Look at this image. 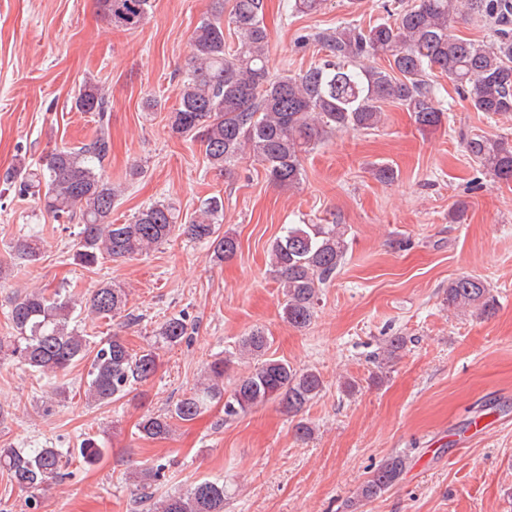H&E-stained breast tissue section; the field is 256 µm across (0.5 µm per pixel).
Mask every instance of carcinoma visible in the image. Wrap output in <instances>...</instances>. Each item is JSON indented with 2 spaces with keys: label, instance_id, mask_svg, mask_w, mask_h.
Returning a JSON list of instances; mask_svg holds the SVG:
<instances>
[{
  "label": "carcinoma",
  "instance_id": "carcinoma-1",
  "mask_svg": "<svg viewBox=\"0 0 512 512\" xmlns=\"http://www.w3.org/2000/svg\"><path fill=\"white\" fill-rule=\"evenodd\" d=\"M326 0H288L293 14L312 15ZM98 13L122 31L145 24L151 0H95ZM388 18L363 28L347 22L305 37L325 52L309 68L291 75L269 69V34L263 0H234L224 14L221 0L195 28L193 56L177 87L178 105L168 113L169 131L199 142L210 166L227 176L247 155L262 166L280 188L293 190L305 176L303 160L325 136L337 131L376 129L382 105L396 103L410 112L418 130L434 132L447 113L428 82L436 71L456 82L468 94L474 110L489 118L512 115V0H393L384 5ZM458 17L489 22L493 39L477 42L450 32ZM237 38L226 44L224 30ZM367 56H382L386 67L363 65ZM79 112L98 118L95 136L80 147H54L41 154L35 167L8 173L3 184L20 196L39 200L47 215L78 224L73 260L92 267L109 258L131 260L148 253L179 231L196 241H207L219 261L233 258L236 236L219 232L224 202L205 200L188 220L168 201H158L134 214L127 224L112 223L119 191L105 170L112 149L107 129L109 96L94 82L83 85L73 101ZM466 149L492 176L512 182V140L475 136ZM14 249L36 259L40 242L34 236L17 239ZM348 252L344 224H289L269 246L268 272L284 296V318L291 326H309L316 313L321 287L340 271ZM446 302L455 309L473 308L491 314L495 296L479 278L462 275L448 281ZM88 316L116 317L126 311L124 289L104 284L79 300L59 288L20 292L11 301V336L0 337V357L43 377L66 371L78 361H89L84 395L97 404L114 403L133 386L156 373L157 350L180 343L188 331L186 320L165 319L153 344L136 352L119 336L96 345L83 334L75 316L77 307ZM269 337L256 328L238 344L231 357L213 362L206 379L177 399L164 414L147 415L137 425L146 439H165L177 422H189L212 404L224 403L227 417L246 413L268 402L296 416L323 391V380L313 369H297L266 357ZM252 360L251 371L224 390V373L234 356ZM92 465L103 455V445L86 437L79 448H0V470L9 481L30 492L65 478L72 454ZM408 458L388 457L361 485L358 498L371 501L389 491L406 469ZM162 466L136 472L141 498L152 501L148 512H224V484L205 480L184 493L157 501L146 493L158 480Z\"/></svg>",
  "mask_w": 512,
  "mask_h": 512
}]
</instances>
